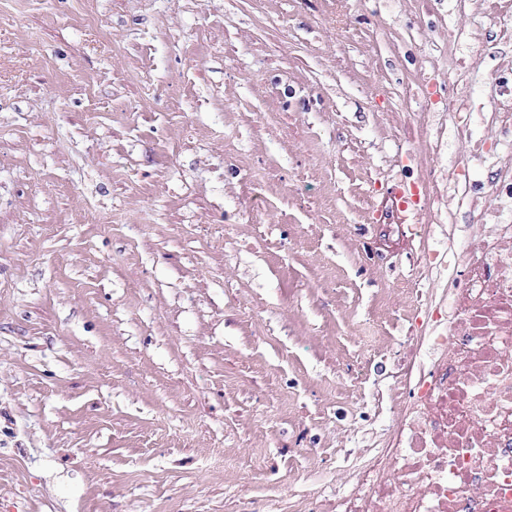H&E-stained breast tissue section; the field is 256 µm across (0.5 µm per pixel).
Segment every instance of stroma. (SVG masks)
Wrapping results in <instances>:
<instances>
[{
    "label": "stroma",
    "mask_w": 512,
    "mask_h": 512,
    "mask_svg": "<svg viewBox=\"0 0 512 512\" xmlns=\"http://www.w3.org/2000/svg\"><path fill=\"white\" fill-rule=\"evenodd\" d=\"M448 0H0V512H259L387 422ZM224 456V469L212 467Z\"/></svg>",
    "instance_id": "obj_1"
}]
</instances>
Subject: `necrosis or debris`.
<instances>
[{"label": "necrosis or debris", "instance_id": "obj_1", "mask_svg": "<svg viewBox=\"0 0 512 512\" xmlns=\"http://www.w3.org/2000/svg\"><path fill=\"white\" fill-rule=\"evenodd\" d=\"M419 93L424 144L397 166L417 172L412 264L435 285L416 292L387 425L341 467L336 490L317 488L292 512H512V85L490 108L465 97L448 114L427 85ZM448 132L461 152L445 175L428 161Z\"/></svg>", "mask_w": 512, "mask_h": 512}]
</instances>
